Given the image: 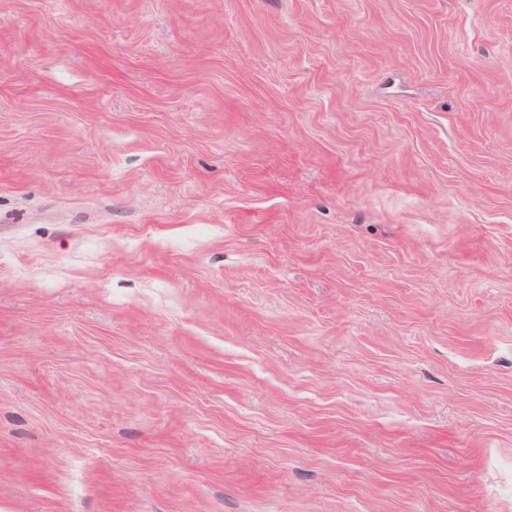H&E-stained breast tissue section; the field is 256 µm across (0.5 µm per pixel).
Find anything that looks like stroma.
Listing matches in <instances>:
<instances>
[{
	"label": "stroma",
	"instance_id": "stroma-1",
	"mask_svg": "<svg viewBox=\"0 0 512 512\" xmlns=\"http://www.w3.org/2000/svg\"><path fill=\"white\" fill-rule=\"evenodd\" d=\"M0 512H512V0H0Z\"/></svg>",
	"mask_w": 512,
	"mask_h": 512
}]
</instances>
